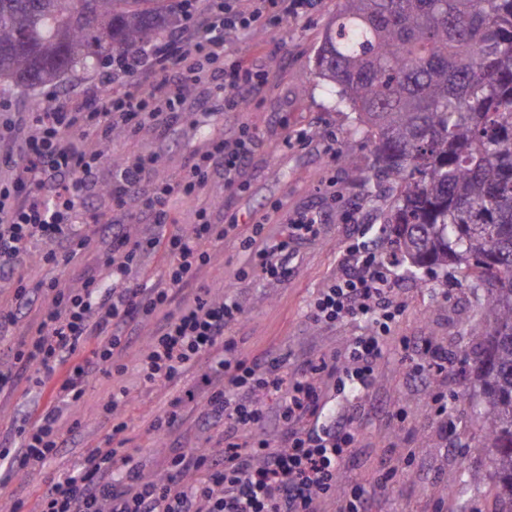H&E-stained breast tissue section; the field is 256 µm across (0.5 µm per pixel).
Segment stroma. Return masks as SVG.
<instances>
[{
    "label": "stroma",
    "mask_w": 512,
    "mask_h": 512,
    "mask_svg": "<svg viewBox=\"0 0 512 512\" xmlns=\"http://www.w3.org/2000/svg\"><path fill=\"white\" fill-rule=\"evenodd\" d=\"M337 2L319 0L308 15L234 42L239 58L267 74L261 96L248 103L245 111L208 117L195 128L186 122L177 124L164 140L148 128L136 133L115 131L99 173L102 182H111L117 162L156 153L159 177L175 181L191 152L222 133L226 124L244 122L256 132L262 147L246 171L249 191L240 195L215 185L214 192L223 203L212 207L210 221L221 224L233 217L247 228L263 218L266 234L276 237L295 213L314 210L322 214V234L296 247L293 272L283 282L265 281L256 271L236 279L237 269L248 266L250 257L238 239L227 238L217 249L216 269L206 274L205 282L212 294L229 292L240 300L244 314L232 334L242 356L283 355L292 367L342 354L350 337L359 331L357 320L333 327L314 325L307 318L308 305L333 276L343 249L360 233L378 227L388 205L382 188L368 179L372 140L358 133L355 112L336 103L315 66L322 31L335 14ZM123 86L120 80L103 83L98 72H78L66 74L57 91L85 100L91 112ZM299 130L309 135L306 146L289 141ZM400 286L406 308L393 331L397 341L378 364L373 390L355 403L333 392L328 395L326 416H352L356 432L342 481L366 488L368 512H487L491 480L478 487L461 486L455 496L448 493L449 477L485 468L487 451L476 445L480 427L471 408L458 400L461 392L476 384L464 357L476 351L468 329L481 319L478 301L463 277H451L442 269L402 274ZM423 337L447 347L453 356L447 379L436 387L410 380L411 354L398 344L402 338L414 344ZM206 368V363H199L180 379L152 388L140 384L132 368L120 377L90 380L76 445L62 449L41 473L32 476L13 477L0 469V512H9L19 497L27 502L24 512H37L38 500L53 478L85 465L91 449L102 444L111 429L97 404L115 386L128 391L120 418L126 424V446L139 461L143 476L160 474L168 458L187 449L217 447L222 430L198 428L200 404L196 401L185 403L184 420L170 437H158L149 429L152 416L173 398L196 388ZM436 393L447 402L452 421L444 433L431 403ZM401 403L409 409L403 422L393 415ZM388 466L398 467L400 473L385 488L377 478Z\"/></svg>",
    "instance_id": "stroma-1"
}]
</instances>
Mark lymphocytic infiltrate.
<instances>
[{"label": "lymphocytic infiltrate", "instance_id": "1", "mask_svg": "<svg viewBox=\"0 0 512 512\" xmlns=\"http://www.w3.org/2000/svg\"><path fill=\"white\" fill-rule=\"evenodd\" d=\"M194 2L183 0V27L166 40L138 54L113 55V76L129 84L97 111L56 94L50 108L29 112L19 123L0 101V288L8 292L0 333L27 324L0 362V394H20L26 403L10 426L12 447L0 448V464L22 476L45 469L78 433L76 413L89 380L123 374L135 328L148 324L152 333L135 365L140 381L166 384L211 359L201 417L223 425V447L190 449L171 458L164 474L144 478L131 463L126 425L118 419L126 391L113 389L98 405L112 424L103 446L87 466L53 480L39 512H321L329 501L336 512H366L365 489L340 480L356 443L352 421L321 416L328 392L348 387L359 398L374 385L404 312L377 241L347 245L308 310L313 324L333 327L359 317L365 329L348 341L341 360L308 361L292 370L282 359L239 357L231 331L242 320L241 303L231 294L211 295L200 282L214 248L237 234V225L211 223L203 206L196 223L171 226L173 200L207 196L215 177L227 189H246L245 171L259 146L247 124L209 139L178 181L159 178V154L133 156L97 201L89 199L104 161L98 142L131 127L167 135L185 119L179 104L188 84L215 81L225 111H241L266 77L235 56L233 38L275 28L310 12L318 0H211L200 13ZM103 206L131 212L142 232L101 223ZM321 231L314 213L292 218L277 237L266 234L264 222L253 224L241 241L252 261L238 278L254 269L265 279L286 280L296 245ZM157 249L166 256L160 282L136 283L143 257ZM34 254L54 267L89 257L95 272L77 286L56 278L31 286L25 262ZM420 351L411 379L441 383L447 350L425 339ZM274 417L282 425L275 438L267 432Z\"/></svg>", "mask_w": 512, "mask_h": 512}]
</instances>
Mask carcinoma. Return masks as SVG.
<instances>
[{
	"label": "carcinoma",
	"mask_w": 512,
	"mask_h": 512,
	"mask_svg": "<svg viewBox=\"0 0 512 512\" xmlns=\"http://www.w3.org/2000/svg\"><path fill=\"white\" fill-rule=\"evenodd\" d=\"M180 2L0 0V98L142 51ZM315 63L373 141L382 254L481 292L475 416L512 512V0H338Z\"/></svg>",
	"instance_id": "obj_1"
}]
</instances>
